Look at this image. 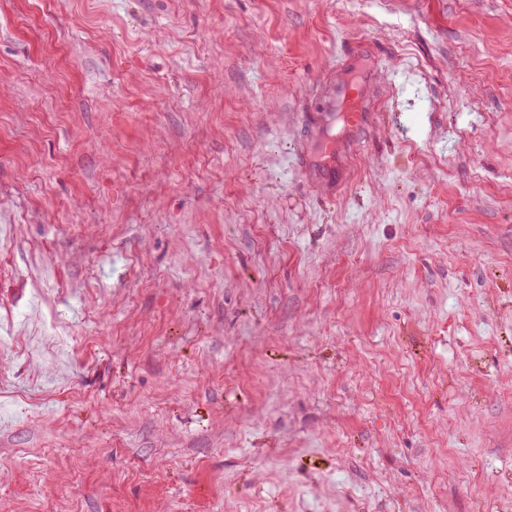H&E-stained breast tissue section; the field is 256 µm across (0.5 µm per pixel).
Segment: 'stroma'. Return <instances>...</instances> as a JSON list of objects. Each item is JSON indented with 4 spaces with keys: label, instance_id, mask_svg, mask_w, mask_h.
I'll list each match as a JSON object with an SVG mask.
<instances>
[{
    "label": "stroma",
    "instance_id": "35a3bbf8",
    "mask_svg": "<svg viewBox=\"0 0 512 512\" xmlns=\"http://www.w3.org/2000/svg\"><path fill=\"white\" fill-rule=\"evenodd\" d=\"M511 96L512 0H0V512H512ZM368 84L362 77L360 82L351 80H336L334 71L330 74L325 89L317 94L320 100H324L326 107L336 112V102L341 105H352L345 111L348 123L354 124L361 120L363 112L372 111V100L367 98Z\"/></svg>",
    "mask_w": 512,
    "mask_h": 512
}]
</instances>
